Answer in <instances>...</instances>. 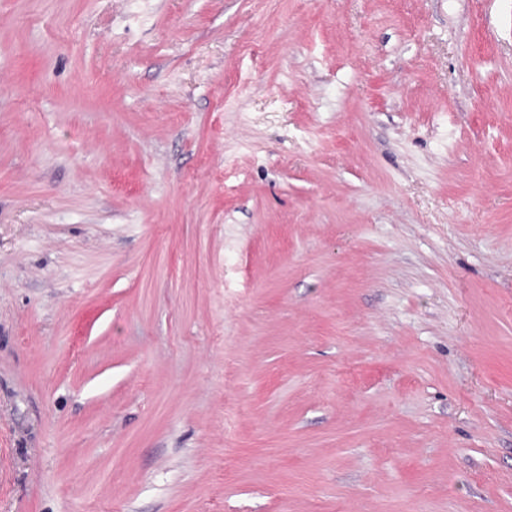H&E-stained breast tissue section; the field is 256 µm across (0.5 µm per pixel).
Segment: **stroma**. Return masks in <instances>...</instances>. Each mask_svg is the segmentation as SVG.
Segmentation results:
<instances>
[{
    "label": "stroma",
    "mask_w": 512,
    "mask_h": 512,
    "mask_svg": "<svg viewBox=\"0 0 512 512\" xmlns=\"http://www.w3.org/2000/svg\"><path fill=\"white\" fill-rule=\"evenodd\" d=\"M0 512H512V0H0Z\"/></svg>",
    "instance_id": "1"
}]
</instances>
